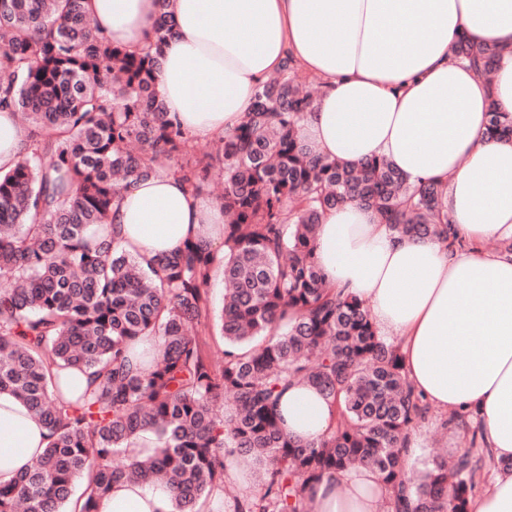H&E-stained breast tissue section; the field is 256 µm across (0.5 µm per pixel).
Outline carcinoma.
<instances>
[{
  "instance_id": "cac0c4a2",
  "label": "carcinoma",
  "mask_w": 512,
  "mask_h": 512,
  "mask_svg": "<svg viewBox=\"0 0 512 512\" xmlns=\"http://www.w3.org/2000/svg\"><path fill=\"white\" fill-rule=\"evenodd\" d=\"M173 2L157 0L153 37L130 50L93 25L84 0H0V106L23 114L30 132L17 166L0 176V280L9 282L0 288V393L49 438L0 486V512H68L75 501L98 512L121 479L164 485L177 512H200L234 456L259 466L263 490L235 512H303L309 483L355 465L380 474L388 512H468L483 463L479 427L453 464L435 460L406 478L408 438L429 407L366 303L329 287L315 257L324 213L348 203L400 235L465 247L443 213L445 187L412 183L384 158L313 155L298 129L314 100L290 59L255 88L233 133L192 153L154 82ZM496 57L466 38L454 51L483 76ZM487 114V134L512 141V114L494 102ZM214 169L224 178V256L187 245L153 275L115 239L93 243L134 183L166 172L197 192ZM217 271L225 294L216 315L207 288ZM215 325L222 364L205 350ZM141 336L159 337L143 367L132 352ZM54 366L86 372L90 388L59 401ZM293 382L337 405L334 430L316 446L291 439L278 417ZM144 430L158 447L146 459L129 455Z\"/></svg>"
}]
</instances>
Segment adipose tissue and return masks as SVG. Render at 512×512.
<instances>
[{"instance_id": "obj_1", "label": "adipose tissue", "mask_w": 512, "mask_h": 512, "mask_svg": "<svg viewBox=\"0 0 512 512\" xmlns=\"http://www.w3.org/2000/svg\"><path fill=\"white\" fill-rule=\"evenodd\" d=\"M113 42L151 37L156 0H85ZM173 35L156 87L169 119L191 138L232 132L254 87L285 59L321 77L323 89L299 135L328 160L382 157L414 182L447 184L444 206L469 247L402 237L370 209L327 211L317 261L327 281L372 306L380 336L399 348L405 374L434 407L479 418L496 459L512 458V256L483 252L512 239V143L486 134L489 101L512 113V0H175ZM497 47L492 79L453 63L460 38ZM28 130L0 111V173L12 170ZM104 235L142 265L188 244L224 243L221 200L160 175L132 186ZM278 411L289 436L319 444L337 408L294 383ZM47 445L45 429L0 394V484L12 483ZM374 470L351 467L308 486L305 512H386ZM99 512H176L162 485H113ZM469 512H512V471L498 470Z\"/></svg>"}]
</instances>
